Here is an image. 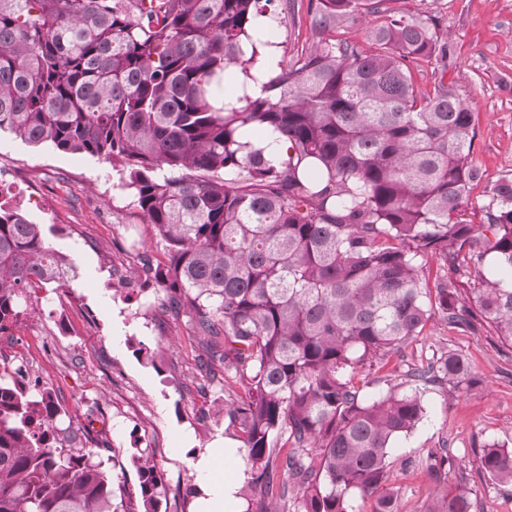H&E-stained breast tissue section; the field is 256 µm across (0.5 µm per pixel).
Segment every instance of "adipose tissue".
<instances>
[{"mask_svg":"<svg viewBox=\"0 0 512 512\" xmlns=\"http://www.w3.org/2000/svg\"><path fill=\"white\" fill-rule=\"evenodd\" d=\"M237 460L238 451L234 448L200 457L198 512H243L240 490L245 475L238 471Z\"/></svg>","mask_w":512,"mask_h":512,"instance_id":"adipose-tissue-1","label":"adipose tissue"}]
</instances>
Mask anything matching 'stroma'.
Returning a JSON list of instances; mask_svg holds the SVG:
<instances>
[{
  "instance_id": "1",
  "label": "stroma",
  "mask_w": 512,
  "mask_h": 512,
  "mask_svg": "<svg viewBox=\"0 0 512 512\" xmlns=\"http://www.w3.org/2000/svg\"><path fill=\"white\" fill-rule=\"evenodd\" d=\"M425 12L439 17L448 36L445 78L472 105L473 159L486 182L494 181L512 171V0H383L379 14L340 24L336 36L363 47L386 16ZM273 29L284 64L324 38L303 8L277 17ZM0 188L77 266L72 288H40L21 305L11 334L0 337V354L57 395L74 423L100 417L119 461L132 448L147 450L168 481L164 512H195L184 491L198 485L199 455L220 438L242 445L236 424L210 414L244 390L199 391L189 326L165 314L163 291L139 271L138 248L155 249L156 240L131 191L105 160L29 145L7 132H0ZM448 350L470 359L479 383L458 393L423 390L424 416L394 441L385 486L397 491L398 512H420L439 488L427 453L440 449L452 463L448 485L467 479L476 512H512V487L477 473L480 448H512V348L492 331L464 335L435 322L408 344L404 362Z\"/></svg>"
}]
</instances>
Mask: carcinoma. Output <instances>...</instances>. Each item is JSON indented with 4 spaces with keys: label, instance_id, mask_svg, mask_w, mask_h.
<instances>
[{
    "label": "carcinoma",
    "instance_id": "carcinoma-1",
    "mask_svg": "<svg viewBox=\"0 0 512 512\" xmlns=\"http://www.w3.org/2000/svg\"><path fill=\"white\" fill-rule=\"evenodd\" d=\"M382 0H308L321 32ZM296 0H0V132L104 159L162 246L139 256L185 314L205 389L247 388L219 408L242 433L247 485L260 503L299 512H397L383 489L393 441L424 414L423 386L453 392L473 367L448 350L404 373L407 389L366 397L362 369L384 368L441 321L491 327L512 347V171L487 187L485 223L459 219L484 174L468 100L445 79L419 92L411 65L448 70V39L428 13L390 15L368 47L326 39L269 74L259 96L222 94L226 71L254 78L272 34L259 19ZM273 131L286 157L245 137ZM435 257L429 284L418 258ZM72 259L41 225L0 203V333L25 290L65 287ZM23 365L0 362V512H161L168 486L135 448L137 481L105 467L102 432L68 423ZM478 471L512 485V448L487 444ZM465 483L424 512H473Z\"/></svg>",
    "mask_w": 512,
    "mask_h": 512
}]
</instances>
